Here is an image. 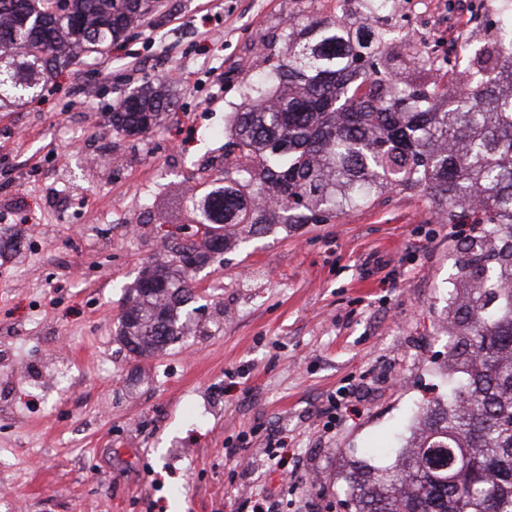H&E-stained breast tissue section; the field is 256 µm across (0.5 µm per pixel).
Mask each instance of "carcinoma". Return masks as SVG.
I'll list each match as a JSON object with an SVG mask.
<instances>
[{
    "mask_svg": "<svg viewBox=\"0 0 512 512\" xmlns=\"http://www.w3.org/2000/svg\"><path fill=\"white\" fill-rule=\"evenodd\" d=\"M368 40L348 20L290 26L271 76L247 85L224 152V183L193 203L204 231L145 266L125 292L120 339L135 358L182 335L192 272L223 229L322 224L391 190L423 195L450 224H480L449 281L440 327L455 340L439 367L446 394L415 406L375 465L340 473L354 512H512V14L467 66L393 41V0H365ZM155 0H0V111L39 95L52 71L119 41ZM165 92H131L112 131L164 120Z\"/></svg>",
    "mask_w": 512,
    "mask_h": 512,
    "instance_id": "1",
    "label": "carcinoma"
}]
</instances>
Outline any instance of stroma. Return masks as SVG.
<instances>
[{"label": "stroma", "mask_w": 512, "mask_h": 512, "mask_svg": "<svg viewBox=\"0 0 512 512\" xmlns=\"http://www.w3.org/2000/svg\"><path fill=\"white\" fill-rule=\"evenodd\" d=\"M338 0H159L110 50L0 112V512H349L339 453L391 441L437 395L438 323L469 227L392 192L324 224L266 233L194 279L195 323L135 359L125 285L163 235L197 231L191 197L224 176L248 80L290 19ZM168 118L113 132L132 91Z\"/></svg>", "instance_id": "stroma-1"}]
</instances>
